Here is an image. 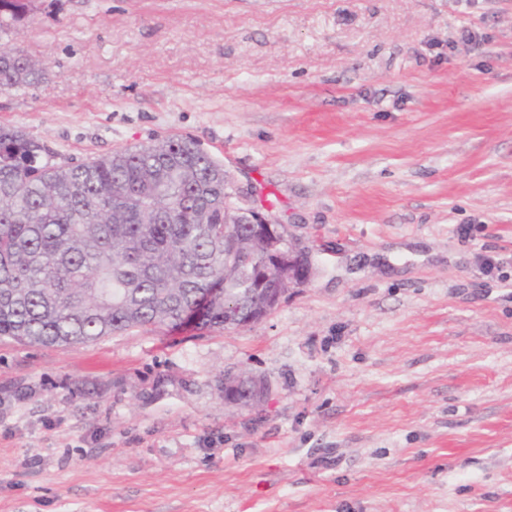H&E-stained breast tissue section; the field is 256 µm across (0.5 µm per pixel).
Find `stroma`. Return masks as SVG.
I'll use <instances>...</instances> for the list:
<instances>
[{
	"label": "stroma",
	"mask_w": 512,
	"mask_h": 512,
	"mask_svg": "<svg viewBox=\"0 0 512 512\" xmlns=\"http://www.w3.org/2000/svg\"><path fill=\"white\" fill-rule=\"evenodd\" d=\"M0 42L46 72L0 124L193 137L313 269L240 330L0 339V512H512V0H35Z\"/></svg>",
	"instance_id": "35a3bbf8"
}]
</instances>
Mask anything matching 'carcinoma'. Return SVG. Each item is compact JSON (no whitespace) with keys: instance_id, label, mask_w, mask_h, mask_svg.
Returning a JSON list of instances; mask_svg holds the SVG:
<instances>
[{"instance_id":"cac0c4a2","label":"carcinoma","mask_w":512,"mask_h":512,"mask_svg":"<svg viewBox=\"0 0 512 512\" xmlns=\"http://www.w3.org/2000/svg\"><path fill=\"white\" fill-rule=\"evenodd\" d=\"M33 0H0V32ZM45 71L0 49V92ZM224 166L188 137L125 147L72 165L0 125V337L93 343L135 328L176 329L207 297L198 325L261 307L265 248L251 225L224 224Z\"/></svg>"}]
</instances>
